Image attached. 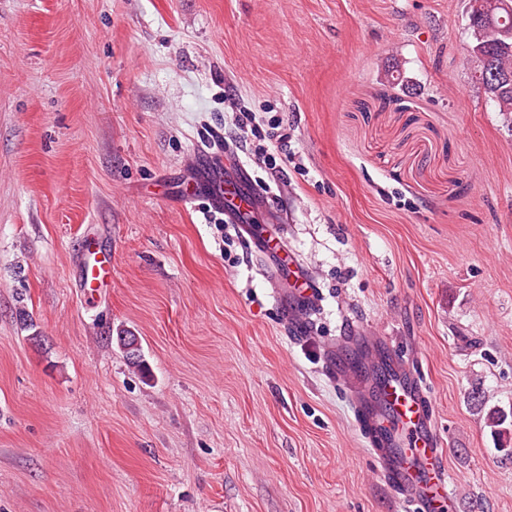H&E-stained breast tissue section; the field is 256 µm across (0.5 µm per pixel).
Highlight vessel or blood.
Masks as SVG:
<instances>
[{
  "instance_id": "1",
  "label": "vessel or blood",
  "mask_w": 512,
  "mask_h": 512,
  "mask_svg": "<svg viewBox=\"0 0 512 512\" xmlns=\"http://www.w3.org/2000/svg\"><path fill=\"white\" fill-rule=\"evenodd\" d=\"M212 197V205L218 210L227 204L238 210L252 205L251 197L225 185L219 176L212 182ZM81 248L85 257L80 277L84 292L93 294L109 287L111 248L98 238L83 240ZM385 400L408 430L404 436L392 432L387 435L392 452L380 459L385 483L405 501L419 505L421 512H455L443 451L421 395L412 385L395 380Z\"/></svg>"
}]
</instances>
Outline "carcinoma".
I'll list each match as a JSON object with an SVG mask.
<instances>
[{
    "label": "carcinoma",
    "instance_id": "1",
    "mask_svg": "<svg viewBox=\"0 0 512 512\" xmlns=\"http://www.w3.org/2000/svg\"><path fill=\"white\" fill-rule=\"evenodd\" d=\"M468 53L475 63L476 80L499 111L512 113V0H469ZM133 336L119 338L127 361L143 366Z\"/></svg>",
    "mask_w": 512,
    "mask_h": 512
}]
</instances>
